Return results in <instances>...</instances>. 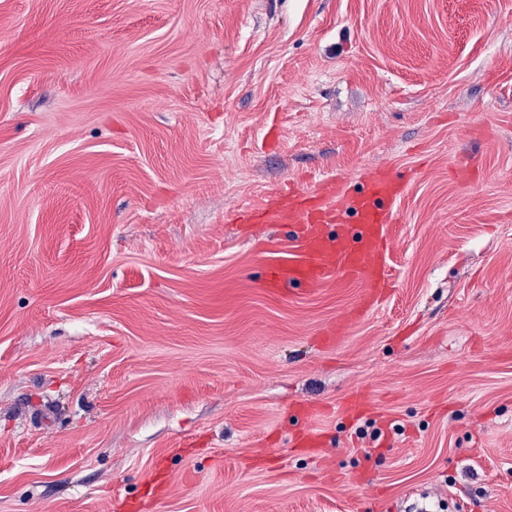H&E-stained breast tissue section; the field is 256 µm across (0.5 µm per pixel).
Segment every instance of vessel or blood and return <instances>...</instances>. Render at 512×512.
I'll list each match as a JSON object with an SVG mask.
<instances>
[{"label": "vessel or blood", "mask_w": 512, "mask_h": 512, "mask_svg": "<svg viewBox=\"0 0 512 512\" xmlns=\"http://www.w3.org/2000/svg\"><path fill=\"white\" fill-rule=\"evenodd\" d=\"M356 190L339 180L327 181L312 194L286 193L268 211L269 224H292L301 246L298 258L269 266L266 284L285 288L301 284L313 289L340 275L367 285L362 308L373 306L386 285L380 259L387 240L390 206L404 192L401 180L379 168Z\"/></svg>", "instance_id": "vessel-or-blood-1"}]
</instances>
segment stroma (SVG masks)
<instances>
[{"instance_id":"35a3bbf8","label":"stroma","mask_w":512,"mask_h":512,"mask_svg":"<svg viewBox=\"0 0 512 512\" xmlns=\"http://www.w3.org/2000/svg\"><path fill=\"white\" fill-rule=\"evenodd\" d=\"M379 167L378 304L265 287ZM130 503L512 512V0H0V512Z\"/></svg>"}]
</instances>
